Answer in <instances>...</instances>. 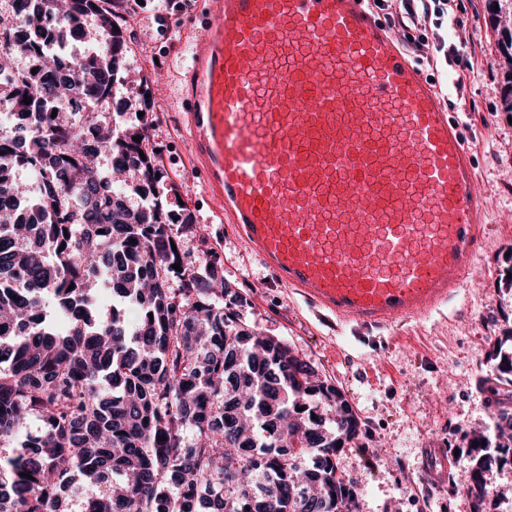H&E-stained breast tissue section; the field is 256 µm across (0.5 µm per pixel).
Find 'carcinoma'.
Returning a JSON list of instances; mask_svg holds the SVG:
<instances>
[{"mask_svg":"<svg viewBox=\"0 0 512 512\" xmlns=\"http://www.w3.org/2000/svg\"><path fill=\"white\" fill-rule=\"evenodd\" d=\"M13 2L31 32L49 25L61 46L78 32L94 42L70 60L69 91L112 171L138 183L100 192L98 154L66 113L43 117L34 135L0 138V512H351L357 490L336 460L361 420L343 391L283 339L248 328L242 298L183 251L162 207L129 199L160 169L146 123L117 134L90 104L125 66L112 9ZM501 2L484 0L499 51L511 55ZM42 66L11 85L23 119L24 97L58 94ZM18 151L31 179L52 181L43 224L19 222L11 205L28 189L12 173ZM492 422L494 444L469 439L473 512H483L495 461L487 448L512 459V412Z\"/></svg>","mask_w":512,"mask_h":512,"instance_id":"1","label":"carcinoma"}]
</instances>
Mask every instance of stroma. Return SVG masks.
<instances>
[{"mask_svg": "<svg viewBox=\"0 0 512 512\" xmlns=\"http://www.w3.org/2000/svg\"><path fill=\"white\" fill-rule=\"evenodd\" d=\"M132 3L123 0L114 9L125 26L127 51L112 117L129 127L147 116V144L164 171L152 193L183 250L197 261L215 262L243 296L246 322L284 338L359 414L365 427L338 466L356 485L360 512H418L426 498L432 512H472L462 486L473 455L466 435L493 433L480 381L495 378V342L512 332V290L500 285L512 267V118L502 100L512 61L499 52L482 9L461 0L457 34L481 40L486 50L484 70L466 92L473 103L466 123L479 187L488 197L487 243L447 310L386 330L339 327L317 318L290 288L270 279L232 225L208 204L179 110L186 47L200 33L187 17L202 14L206 0H191L182 11L165 7L163 0H145L137 9ZM425 448L456 449V487L437 490L424 482Z\"/></svg>", "mask_w": 512, "mask_h": 512, "instance_id": "obj_1", "label": "stroma"}]
</instances>
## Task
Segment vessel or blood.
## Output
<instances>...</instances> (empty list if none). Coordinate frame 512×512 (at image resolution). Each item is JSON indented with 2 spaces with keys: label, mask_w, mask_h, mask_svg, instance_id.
I'll list each match as a JSON object with an SVG mask.
<instances>
[{
  "label": "vessel or blood",
  "mask_w": 512,
  "mask_h": 512,
  "mask_svg": "<svg viewBox=\"0 0 512 512\" xmlns=\"http://www.w3.org/2000/svg\"><path fill=\"white\" fill-rule=\"evenodd\" d=\"M181 110L206 197L282 285L389 328L458 294L486 243L464 121L366 0H207ZM424 474L448 483V451Z\"/></svg>",
  "instance_id": "1"
}]
</instances>
